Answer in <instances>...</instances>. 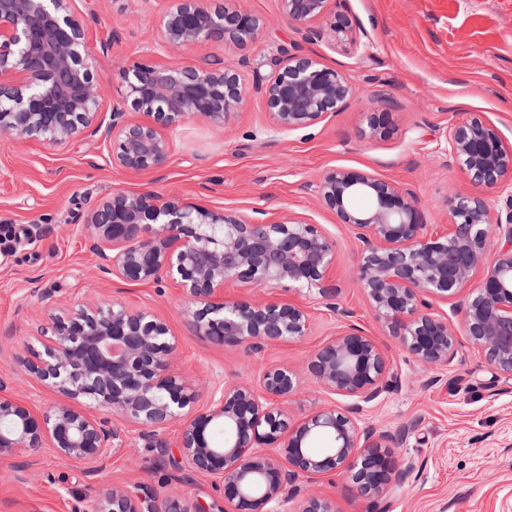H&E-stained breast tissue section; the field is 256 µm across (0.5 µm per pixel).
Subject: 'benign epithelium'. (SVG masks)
<instances>
[{
	"label": "benign epithelium",
	"mask_w": 512,
	"mask_h": 512,
	"mask_svg": "<svg viewBox=\"0 0 512 512\" xmlns=\"http://www.w3.org/2000/svg\"><path fill=\"white\" fill-rule=\"evenodd\" d=\"M72 0H0V139L63 146L88 132L105 145L106 165L153 171L170 153V136L199 118L223 126L255 93L272 127L295 132L344 110L354 96L340 69L317 54L281 51L274 72L247 85L237 63L181 66L135 62L120 71L122 102L109 120L99 93V62L86 50V24ZM157 19L162 47L187 50L201 43L244 46L263 27L239 5L213 9L205 0H167ZM285 18L306 37L355 42L351 20L334 0H280ZM381 100L367 107L373 136L388 133ZM448 167L479 189L448 205V224L427 230L413 191L372 171L330 168L306 189L346 225L362 247L358 280L387 335L426 366L444 367L459 353L454 317L493 373L512 377V143L476 113L447 126ZM371 201L357 209L358 193ZM486 192L507 194L495 211ZM80 231L105 275L158 287L173 281L195 329L218 344L258 352L267 344L303 338L307 310L263 293L277 288L317 291L325 298L335 246L318 225L286 213L254 218L234 210L180 206L151 193L114 190L83 216ZM255 290L250 300L224 299L226 284ZM471 288L463 309L440 305ZM177 341L167 323L119 299L60 305L37 344L27 347L24 372L69 402L39 412L0 386V462L36 448L97 475L126 450L128 433L151 437L171 422L184 427L176 447L187 471L209 478L224 512H280L300 479L342 474L359 496L376 500L403 484L412 465L398 463L391 446L399 436L364 428V405L393 387L386 352L347 323L318 348L307 375L329 395L307 417L291 419L287 403L300 387L287 365L264 370L256 386L213 387L209 408L175 368ZM97 407L93 415L84 403ZM229 433L221 447L212 427ZM318 438L330 448L316 454ZM93 512H208L181 495L162 501L124 487L103 485ZM300 512H336L320 495Z\"/></svg>",
	"instance_id": "1"
}]
</instances>
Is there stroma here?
<instances>
[{"label": "stroma", "mask_w": 512, "mask_h": 512, "mask_svg": "<svg viewBox=\"0 0 512 512\" xmlns=\"http://www.w3.org/2000/svg\"><path fill=\"white\" fill-rule=\"evenodd\" d=\"M240 3L264 21L253 42L220 48L202 43L176 56L157 43L155 23L166 0H74L87 26V49L105 69L104 100L121 101L120 70L145 58L196 65L239 61L250 84L271 75L280 49L293 46L343 70L356 88L354 99L315 126L283 134L273 130L261 96L252 95L224 127L195 121L174 133L165 165L142 173L105 166L102 143L87 134L58 147L0 143V382L36 410L63 400L18 365L50 314L47 304L31 296L34 288L72 303L116 296L165 319L178 343L176 364L194 384L201 410L213 385L253 382L264 369L284 363L304 369L311 353L343 324L317 293H277L307 309L308 336L257 353L219 345L196 331L177 286L160 290L102 279L96 256L76 229L97 200L119 188L248 216L303 214L335 244L329 284L336 303L383 346L401 381L364 406L361 423L401 432L394 453L413 471L376 511L344 477L302 479L288 498V512H298L313 492L333 500L337 512H512V378L492 379L481 354L467 345L451 366H423L387 336L357 278V243L306 188L334 166L372 170L414 191L424 223H447L449 201L472 190L448 167V124L477 112L512 142V0H335L336 11L350 18L357 34V46L348 50L326 38L307 40L283 17L280 0ZM375 99L387 110L390 132L382 138L370 136L366 121ZM179 430L174 423L155 438L131 433L127 449L94 477L45 449L32 461L15 458L0 465V512H91L103 484L155 496L183 494L208 512H221L208 478H184L172 446ZM160 440L171 445L162 461L154 452Z\"/></svg>", "instance_id": "1"}]
</instances>
